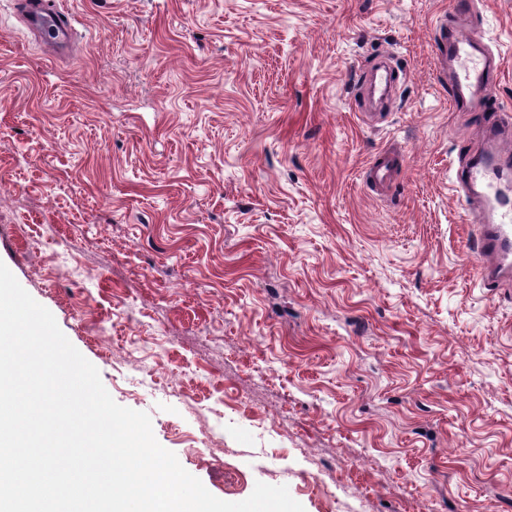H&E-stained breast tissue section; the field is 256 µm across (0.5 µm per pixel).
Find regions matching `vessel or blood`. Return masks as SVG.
<instances>
[{"instance_id": "obj_1", "label": "vessel or blood", "mask_w": 512, "mask_h": 512, "mask_svg": "<svg viewBox=\"0 0 512 512\" xmlns=\"http://www.w3.org/2000/svg\"><path fill=\"white\" fill-rule=\"evenodd\" d=\"M18 4L22 23L40 33L53 54H60L63 45L74 42V18L59 9L56 0H18ZM434 56L437 73L452 75L453 107L483 113V128L494 141L490 152L463 158L455 190L472 214L480 283L495 288L501 279L512 281V196L502 186L506 169L512 167V148L502 141L512 132V110L492 107L496 77L488 56L477 52L465 28L437 23ZM370 77L372 91L382 93L397 82L398 69L386 59L371 69ZM402 165L399 155L379 151L366 170V181L378 191H388Z\"/></svg>"}]
</instances>
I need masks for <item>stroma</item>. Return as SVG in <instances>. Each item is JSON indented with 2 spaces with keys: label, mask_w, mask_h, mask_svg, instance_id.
Returning <instances> with one entry per match:
<instances>
[{
  "label": "stroma",
  "mask_w": 512,
  "mask_h": 512,
  "mask_svg": "<svg viewBox=\"0 0 512 512\" xmlns=\"http://www.w3.org/2000/svg\"><path fill=\"white\" fill-rule=\"evenodd\" d=\"M61 4L51 57L0 0V262L114 401L224 501L512 512V287L476 281L451 185L486 141L431 52L454 0ZM468 29L512 109V0ZM388 54L392 100L358 111ZM382 149L386 196L361 180ZM208 411L214 415L215 424L200 430V441L209 445L221 444V426H223L224 419V402L223 400L214 401L207 407Z\"/></svg>",
  "instance_id": "obj_1"
}]
</instances>
